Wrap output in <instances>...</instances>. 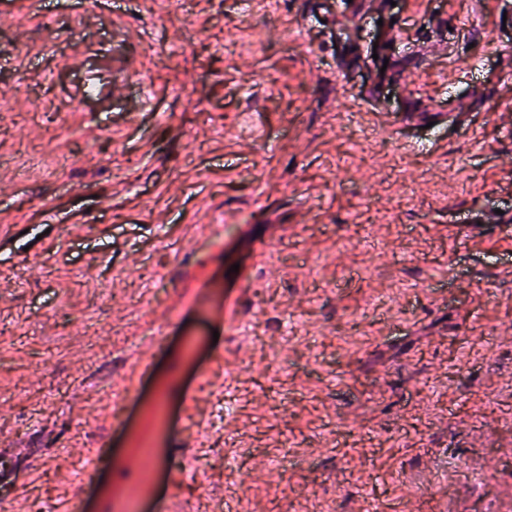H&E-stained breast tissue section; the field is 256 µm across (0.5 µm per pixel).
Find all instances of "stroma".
Masks as SVG:
<instances>
[{
	"label": "stroma",
	"instance_id": "35a3bbf8",
	"mask_svg": "<svg viewBox=\"0 0 512 512\" xmlns=\"http://www.w3.org/2000/svg\"><path fill=\"white\" fill-rule=\"evenodd\" d=\"M319 2L0 11L7 512H512V0Z\"/></svg>",
	"mask_w": 512,
	"mask_h": 512
}]
</instances>
